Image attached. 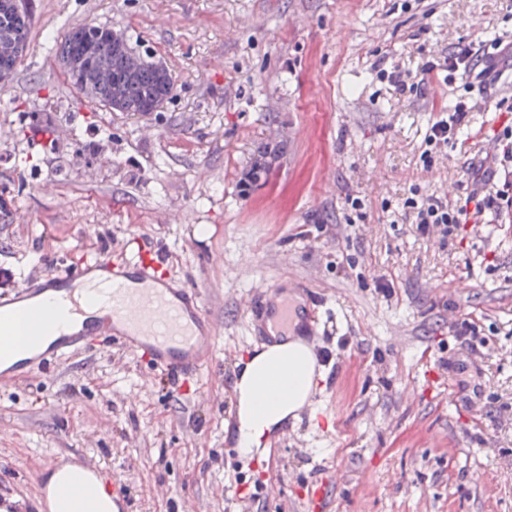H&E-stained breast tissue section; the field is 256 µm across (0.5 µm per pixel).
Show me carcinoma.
Listing matches in <instances>:
<instances>
[{
    "label": "carcinoma",
    "instance_id": "carcinoma-1",
    "mask_svg": "<svg viewBox=\"0 0 512 512\" xmlns=\"http://www.w3.org/2000/svg\"><path fill=\"white\" fill-rule=\"evenodd\" d=\"M30 27V16L14 13L10 0H0L1 60H11L18 43L29 44ZM60 53L68 56L65 72L70 82L114 112H157L171 98L169 69L134 54L126 39L107 26L95 30L72 27L61 43Z\"/></svg>",
    "mask_w": 512,
    "mask_h": 512
}]
</instances>
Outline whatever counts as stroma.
<instances>
[{
	"label": "stroma",
	"mask_w": 512,
	"mask_h": 512,
	"mask_svg": "<svg viewBox=\"0 0 512 512\" xmlns=\"http://www.w3.org/2000/svg\"><path fill=\"white\" fill-rule=\"evenodd\" d=\"M26 56L0 90V268L15 283L93 252L121 260L131 235L202 289L217 325L202 397L172 392L109 344L0 381V507L45 512L43 476L93 463L126 512H302L300 485L325 466L327 512H512V420L475 426L460 381L512 399V233L489 225L447 244L403 218L410 186L467 195V157L432 171L428 126L461 83L401 96L371 65L416 73L458 45L512 37V0H27ZM109 25L173 92L126 116L80 94L59 60L76 23ZM491 85L469 114L487 151L500 128ZM51 127L45 148L31 127ZM275 159L247 180L256 157ZM359 196V218L346 194ZM326 299L334 319L317 404L245 454L234 385L261 344L253 289L280 279ZM392 283L385 293L384 283ZM483 314L482 358L448 322Z\"/></svg>",
	"instance_id": "1"
}]
</instances>
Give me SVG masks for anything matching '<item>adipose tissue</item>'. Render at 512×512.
I'll list each match as a JSON object with an SVG mask.
<instances>
[{
  "instance_id": "ef3b65f1",
  "label": "adipose tissue",
  "mask_w": 512,
  "mask_h": 512,
  "mask_svg": "<svg viewBox=\"0 0 512 512\" xmlns=\"http://www.w3.org/2000/svg\"><path fill=\"white\" fill-rule=\"evenodd\" d=\"M314 372L313 352L299 337L270 345L244 364L235 384L236 439L243 452H251L296 415L312 393ZM276 374L284 378L287 402L266 397ZM44 493L49 512H117L98 474L77 464H64L50 471Z\"/></svg>"
}]
</instances>
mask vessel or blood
I'll return each instance as SVG.
<instances>
[{
  "label": "vessel or blood",
  "instance_id": "obj_1",
  "mask_svg": "<svg viewBox=\"0 0 512 512\" xmlns=\"http://www.w3.org/2000/svg\"><path fill=\"white\" fill-rule=\"evenodd\" d=\"M131 244L120 262L96 254L0 292V357L14 352L23 336L48 342L43 351L0 371V380L29 374L97 339L144 358L177 387L199 382L218 341L202 291L176 278L145 238L134 236ZM303 295L301 306L283 283L254 290L247 306L252 335L270 343L324 335L323 298L308 289ZM331 492V480L308 483L302 490L306 512H325Z\"/></svg>",
  "mask_w": 512,
  "mask_h": 512
}]
</instances>
